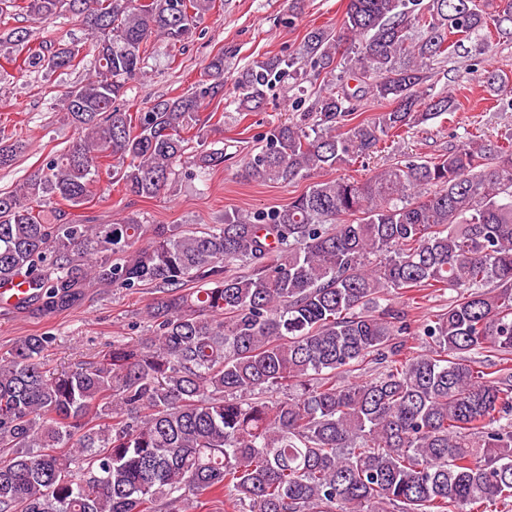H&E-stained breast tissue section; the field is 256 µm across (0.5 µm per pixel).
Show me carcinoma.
Segmentation results:
<instances>
[{
  "label": "carcinoma",
  "mask_w": 512,
  "mask_h": 512,
  "mask_svg": "<svg viewBox=\"0 0 512 512\" xmlns=\"http://www.w3.org/2000/svg\"><path fill=\"white\" fill-rule=\"evenodd\" d=\"M216 0H0L35 24L67 12L90 31L94 74L67 88L59 111L75 130L15 190L0 193V286L16 278L32 316L79 306L92 288L152 284L150 333L92 364L47 363L48 333L0 356V512H186L188 497L249 512H481L512 502V140L468 138L431 160L392 164L365 181L314 183L287 205L224 213L204 227L146 224L128 214L79 224L60 207L92 197L100 174L152 199L179 175L206 182L224 163L200 118L229 93L240 112L302 76L272 57L224 77V51L179 95L119 106L155 43L189 39ZM512 24V0H348L343 31L313 28L304 55L351 87L318 96L248 154L246 177L290 184L346 167L388 137L451 114L431 95L427 61L488 21ZM31 31L0 34L20 73L54 74L85 46ZM391 108L355 122L363 96ZM26 145L0 138V169ZM149 236L146 247L135 242ZM246 269L228 274V267ZM448 288V311L412 331L410 303L385 295ZM424 336L435 354L409 339ZM494 354L481 362L475 355ZM367 381L336 383L365 361ZM288 391L284 400L269 395Z\"/></svg>",
  "instance_id": "cac0c4a2"
}]
</instances>
